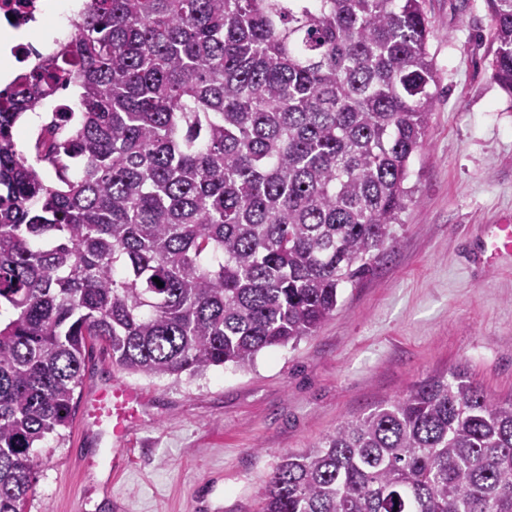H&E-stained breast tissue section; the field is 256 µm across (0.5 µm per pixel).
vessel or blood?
Instances as JSON below:
<instances>
[{
	"instance_id": "1",
	"label": "vessel or blood",
	"mask_w": 512,
	"mask_h": 512,
	"mask_svg": "<svg viewBox=\"0 0 512 512\" xmlns=\"http://www.w3.org/2000/svg\"><path fill=\"white\" fill-rule=\"evenodd\" d=\"M512 257V220L486 225L479 239L477 257L485 267L498 266L506 257ZM149 404L148 398L137 387L112 378L94 386L84 397L85 436L94 443L109 439L112 464L103 488H111V477L127 465L125 448L131 429Z\"/></svg>"
}]
</instances>
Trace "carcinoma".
<instances>
[{"label":"carcinoma","instance_id":"carcinoma-1","mask_svg":"<svg viewBox=\"0 0 512 512\" xmlns=\"http://www.w3.org/2000/svg\"><path fill=\"white\" fill-rule=\"evenodd\" d=\"M486 5L512 98V0ZM71 25L0 88V512L88 343L179 378L314 335L394 237L436 101L423 0H87ZM259 512H512V399L428 376L281 458ZM55 112L56 106L53 101L48 102ZM52 112H27L17 123L14 130V138L17 141L18 149L26 156H30L32 138L30 132L42 122H49Z\"/></svg>","mask_w":512,"mask_h":512}]
</instances>
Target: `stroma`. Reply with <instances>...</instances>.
I'll use <instances>...</instances> for the list:
<instances>
[{
	"instance_id": "obj_1",
	"label": "stroma",
	"mask_w": 512,
	"mask_h": 512,
	"mask_svg": "<svg viewBox=\"0 0 512 512\" xmlns=\"http://www.w3.org/2000/svg\"><path fill=\"white\" fill-rule=\"evenodd\" d=\"M425 10L436 103L372 271L344 284L315 335L261 351L249 368L124 373L151 408L111 496L89 491L82 459L107 467L110 449L84 446L78 413L35 449L27 512H257L281 456L426 376L459 367L488 397L512 398V261L486 269L471 257L482 226L512 214V99L483 58L485 0H425Z\"/></svg>"
}]
</instances>
